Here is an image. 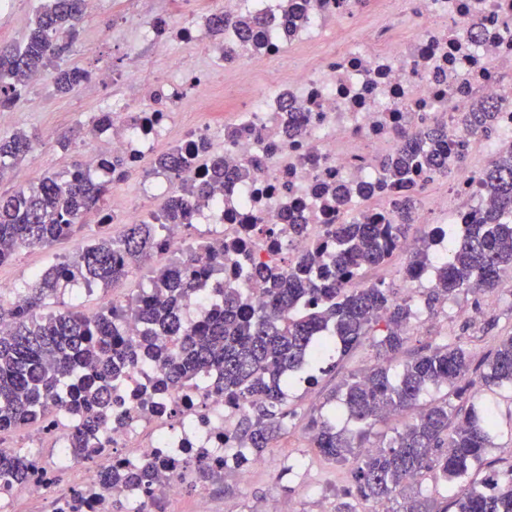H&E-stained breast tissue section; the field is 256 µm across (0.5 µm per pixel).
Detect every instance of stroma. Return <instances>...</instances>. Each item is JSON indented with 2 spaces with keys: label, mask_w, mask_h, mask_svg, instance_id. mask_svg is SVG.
Masks as SVG:
<instances>
[{
  "label": "stroma",
  "mask_w": 512,
  "mask_h": 512,
  "mask_svg": "<svg viewBox=\"0 0 512 512\" xmlns=\"http://www.w3.org/2000/svg\"><path fill=\"white\" fill-rule=\"evenodd\" d=\"M168 0H96L80 34L60 64L85 71L107 67L116 73L108 86L81 84L68 94L58 93L52 72H45L40 84L29 86L16 103L14 112L0 122V134L25 130L31 139L30 153L15 167L14 177L0 181V193L19 186H30L47 173L66 176L79 158V151L90 141V124L99 112L111 109L116 101H135L138 89L122 75L141 71L154 79L178 60L199 70L217 68L215 58L195 52L174 40L142 43L136 56H128L127 46L140 40L154 18L165 12ZM39 0H14L10 11L0 13V47L23 45ZM233 75L213 79L200 96L190 97L181 109L178 129L172 130L169 146H176L181 127L200 123H220V108L235 94ZM124 224L102 230L96 214H88L81 232L48 248H25L0 265V279L20 287L56 258L72 254L87 241L109 234L121 236ZM483 292H463L448 304H436L422 314L423 324L411 331L404 348L392 358L399 365L410 360L428 344L443 340L459 341L469 352L472 365L483 368L499 342L512 335V293L502 291L495 305H487ZM377 361V351L363 345L347 354H335L321 363L315 383L300 382L288 391V407L293 415L285 431L270 441L261 454L264 465L252 471L247 483L232 478L208 480L206 485H187L180 497L165 501V512H253L255 505L291 508L292 512H336L343 493L351 485L348 465L325 459L314 448L311 422L339 410L335 398L345 380ZM479 403L491 407L498 417L495 446L483 462L474 464L470 477L479 481L491 470L512 467V388L482 390Z\"/></svg>",
  "instance_id": "35a3bbf8"
}]
</instances>
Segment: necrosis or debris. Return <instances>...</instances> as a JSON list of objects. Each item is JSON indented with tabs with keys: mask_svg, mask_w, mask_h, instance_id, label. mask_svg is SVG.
Wrapping results in <instances>:
<instances>
[{
	"mask_svg": "<svg viewBox=\"0 0 512 512\" xmlns=\"http://www.w3.org/2000/svg\"><path fill=\"white\" fill-rule=\"evenodd\" d=\"M398 29L337 43L315 60L293 69L288 78L264 83L251 79L255 57L248 43L226 33L219 47L222 68L243 87L231 120L220 128L190 126L179 144H206L193 165L162 177H146L135 200L113 201L101 223L123 216L137 224L143 199L171 195L180 184H197L209 173V156L224 157V187L203 207H191L186 221L208 228L224 245V283L243 289L252 307L264 301L261 284L240 264L291 269L314 246L326 242L334 225L380 224L395 202L412 198L441 226L433 234L439 256L448 254L447 224H471L493 205L481 186L482 174L503 148L512 146V0H384ZM187 0H173L172 15L157 19L143 39L161 38L210 49L206 15L188 14ZM221 0L225 17L262 18L257 32L264 57L278 59L292 47L342 30L361 15L364 0ZM202 75L176 61L170 75L157 78L137 103L116 102L111 121L95 126V140L84 154L87 172L111 179L119 188L131 172L167 140L177 113ZM498 100L496 133L470 134L462 117L476 100ZM447 131L448 187L431 193L434 178L411 173L391 182L380 174L382 157L429 125ZM120 160L111 170V160ZM248 168L249 178L238 179ZM152 372L126 373L112 389L114 418L98 432L101 446L92 460L70 462L72 490L81 492L79 508L69 495L54 512H111L113 499L127 497V486L103 487L104 473L143 464L154 467L150 493L178 497L185 485L202 477L233 472L247 482L261 459L239 465L227 457L236 448L237 425L244 409L224 396V385L210 378L207 387L185 384L150 395ZM80 419L62 407L41 419L39 435L52 454L68 447ZM58 470L38 466L29 480L0 498V512L14 503L38 500L54 486Z\"/></svg>",
	"mask_w": 512,
	"mask_h": 512,
	"instance_id": "1",
	"label": "necrosis or debris"
}]
</instances>
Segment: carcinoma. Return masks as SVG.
<instances>
[{
    "label": "carcinoma",
    "mask_w": 512,
    "mask_h": 512,
    "mask_svg": "<svg viewBox=\"0 0 512 512\" xmlns=\"http://www.w3.org/2000/svg\"><path fill=\"white\" fill-rule=\"evenodd\" d=\"M87 0H40L27 40L21 48H0V106L16 103L31 78L53 65L68 49L62 37L72 38L84 21ZM215 31L234 26L238 36L252 40L247 19L211 18ZM86 79L77 68L56 69V91L68 93ZM498 103L479 100L464 116L468 131L486 136L494 130ZM444 126L428 127L419 138L402 145L396 160L382 162L383 171L403 178L415 169L449 177L444 157ZM31 150L22 131L0 135V174L14 168ZM194 161V154L176 147L158 159L167 171ZM224 177V160L213 161L211 180L173 191L163 207L140 224L128 225L118 239L101 237L34 276L18 292L22 302L0 293V433L32 425L38 414L67 402L84 415L83 427L71 437L74 454H89V439L109 416L112 382L136 365L148 361L160 373L159 385L176 387L203 379L212 371L224 376V394L248 403L239 433L249 453L258 454L285 429L291 412L285 405L287 389L298 373L320 364L331 354L345 353L366 342L383 359L408 341V329L420 307H433L462 291H492L512 282V152L500 156L483 173L482 187L494 198L495 209L481 223L467 224L448 239V260L435 270V287L413 305L398 301L381 284L356 285L361 271L385 264L391 245L407 236L412 202L396 207L394 224H339L334 231L336 271L324 267L325 246H318L291 271L252 270L262 278L266 302L247 306L237 288H220L224 307L199 323L180 314L190 289L179 287L182 270L195 256L171 263L151 278L128 306L112 304L86 315L70 310L46 314L47 300L80 281L107 285L127 275V265L146 255L158 232L178 226L191 203L208 201L213 181ZM106 184L89 178L75 164L67 179L45 174L39 182L0 195V264L22 248L49 247L74 236L82 220L101 209ZM204 280L224 283V246L202 241ZM431 241H420L406 268L407 277L431 266ZM147 324L139 336H124L119 326L128 317ZM469 353L457 342L430 344L391 377L387 363L351 376L344 383L343 404L356 428H336L330 419L312 421V442L327 459L351 467L352 485L346 496L387 502L386 512H448L433 499L405 496L404 486L426 473L444 485L459 486L455 512H512V469L492 473L483 481L468 480L473 464L493 446L497 418L488 408L455 404L450 399L418 408L431 387L455 388L463 398L475 386L512 385V336L503 339L477 382L469 377ZM414 411L411 419L386 442L367 444L369 429L397 412ZM37 459L0 446V489L22 483Z\"/></svg>",
    "instance_id": "cac0c4a2"
}]
</instances>
